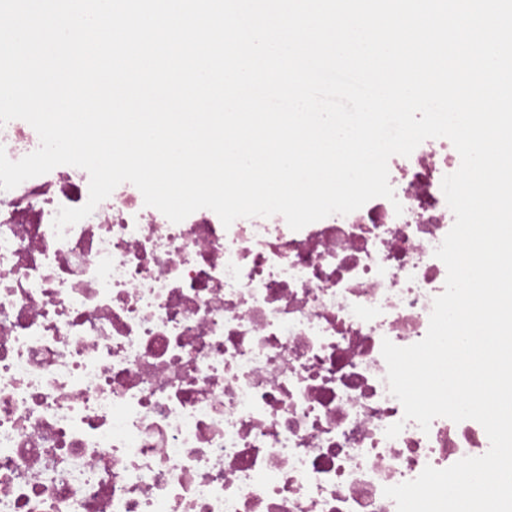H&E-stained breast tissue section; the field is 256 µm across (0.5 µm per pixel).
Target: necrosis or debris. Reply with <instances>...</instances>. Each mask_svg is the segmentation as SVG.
<instances>
[{
  "instance_id": "obj_1",
  "label": "necrosis or debris",
  "mask_w": 512,
  "mask_h": 512,
  "mask_svg": "<svg viewBox=\"0 0 512 512\" xmlns=\"http://www.w3.org/2000/svg\"><path fill=\"white\" fill-rule=\"evenodd\" d=\"M39 145L0 126L10 160ZM460 164L425 140L394 199L298 231L175 224L125 182L60 240L85 170L0 191V512H397L384 487L484 455L477 421L405 420L381 352L428 331Z\"/></svg>"
}]
</instances>
